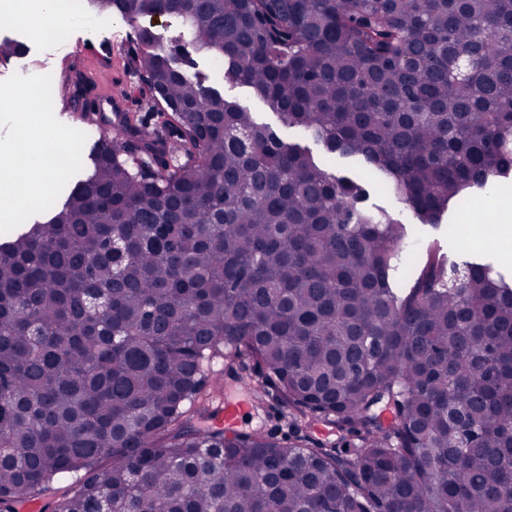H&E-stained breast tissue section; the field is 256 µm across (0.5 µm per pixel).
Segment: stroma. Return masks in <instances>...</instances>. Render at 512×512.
<instances>
[{"instance_id": "stroma-1", "label": "stroma", "mask_w": 512, "mask_h": 512, "mask_svg": "<svg viewBox=\"0 0 512 512\" xmlns=\"http://www.w3.org/2000/svg\"><path fill=\"white\" fill-rule=\"evenodd\" d=\"M135 37L134 27L117 15L99 17L92 23L82 21L71 24L65 37L60 40L53 37L35 39L29 35L26 26L2 23L0 40H18L27 45L28 52L12 58L8 63H0V91L22 79L42 80L53 87L71 85L81 79L89 88L90 100L98 112L108 116L115 112H132L141 118L148 117L150 106L137 92L141 80L127 66V49ZM100 45L111 46L110 58L102 60L97 57L94 49ZM198 69L207 75L208 85L223 88L226 98L246 106L257 122L277 128L286 142L308 147L314 157L329 168L352 175L360 174V165L335 159L325 152L321 144L302 135L299 130L281 126L276 115L248 88L223 82L207 60H200ZM28 107V102L16 100L7 114L0 116V140L15 139L22 131L33 136L47 132L64 139L77 131L82 134L75 156L63 160L62 171L53 183L50 197L56 200L77 179L86 175V157L91 147L89 137L92 130L81 124L71 108L63 107L59 96L50 97L48 111L31 123L25 119ZM369 203L388 210L395 218L408 224L415 237L424 244L437 247L449 260L460 263L479 259L499 271L512 273V262L505 260L493 244L481 238L485 225L494 223L497 218L495 205L485 204L481 195L468 198L467 209H453L436 228L412 220L403 206L383 188H371ZM259 428L279 436L289 434L291 430L288 411L274 395H267L263 408L250 409L238 426L242 432Z\"/></svg>"}]
</instances>
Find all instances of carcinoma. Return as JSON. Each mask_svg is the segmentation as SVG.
<instances>
[{
  "label": "carcinoma",
  "mask_w": 512,
  "mask_h": 512,
  "mask_svg": "<svg viewBox=\"0 0 512 512\" xmlns=\"http://www.w3.org/2000/svg\"><path fill=\"white\" fill-rule=\"evenodd\" d=\"M180 19L196 53L422 224L512 175V0H90ZM156 107L92 127L93 170L0 243V512H512V278L406 225L138 32ZM0 41V59L24 53ZM122 249L112 252V245ZM265 370L308 446L226 432Z\"/></svg>",
  "instance_id": "obj_1"
}]
</instances>
